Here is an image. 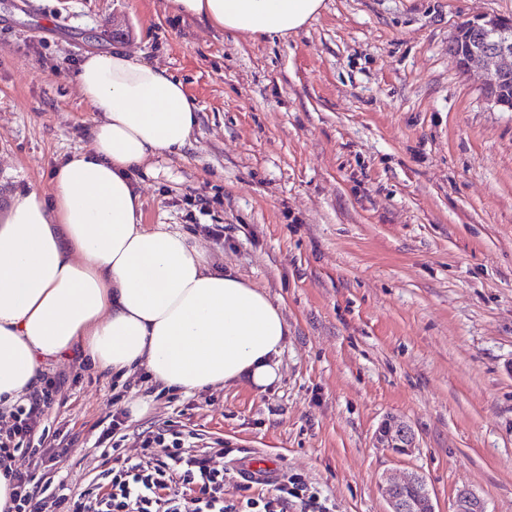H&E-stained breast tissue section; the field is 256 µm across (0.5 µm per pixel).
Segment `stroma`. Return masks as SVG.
I'll list each match as a JSON object with an SVG mask.
<instances>
[{"label": "stroma", "mask_w": 512, "mask_h": 512, "mask_svg": "<svg viewBox=\"0 0 512 512\" xmlns=\"http://www.w3.org/2000/svg\"><path fill=\"white\" fill-rule=\"evenodd\" d=\"M481 14L512 18V0H323L297 33L256 39L171 0H0V181L50 195L56 162L87 148V54L166 69L199 111L183 154L139 173L143 221L184 232L288 323L264 392L120 378L126 447L178 419L205 445L277 457L335 512H386L389 470L422 475L437 512L463 488L512 512V112L448 55ZM47 370L73 381L48 422L72 440L58 476L79 486L118 378L85 357ZM389 417L413 455L377 441Z\"/></svg>", "instance_id": "obj_1"}]
</instances>
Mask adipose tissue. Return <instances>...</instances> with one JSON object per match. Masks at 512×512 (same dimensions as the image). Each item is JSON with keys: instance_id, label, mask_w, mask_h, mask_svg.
I'll return each mask as SVG.
<instances>
[{"instance_id": "adipose-tissue-1", "label": "adipose tissue", "mask_w": 512, "mask_h": 512, "mask_svg": "<svg viewBox=\"0 0 512 512\" xmlns=\"http://www.w3.org/2000/svg\"><path fill=\"white\" fill-rule=\"evenodd\" d=\"M183 14L252 37L297 32L323 0H173ZM98 111L90 144L54 166L52 192L0 208V403L32 389L45 361L84 345L104 372L145 369L194 390L280 378L279 306L167 224L142 222L133 175L191 144L198 106L165 69L112 51L76 75Z\"/></svg>"}]
</instances>
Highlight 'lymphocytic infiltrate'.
Here are the masks:
<instances>
[{"mask_svg":"<svg viewBox=\"0 0 512 512\" xmlns=\"http://www.w3.org/2000/svg\"><path fill=\"white\" fill-rule=\"evenodd\" d=\"M38 381V388L7 406L9 424L0 428V473L12 488L6 512H288L295 500L331 512L300 478L288 475L272 482L270 493L227 500L225 487L235 481L234 469H217L212 455L194 451V431L178 424L144 437L142 456L121 455L117 436L128 418L121 407L113 409L98 437L107 468L85 486L64 489L55 480L63 450L43 425L62 384L46 372Z\"/></svg>","mask_w":512,"mask_h":512,"instance_id":"f902f5d3","label":"lymphocytic infiltrate"}]
</instances>
